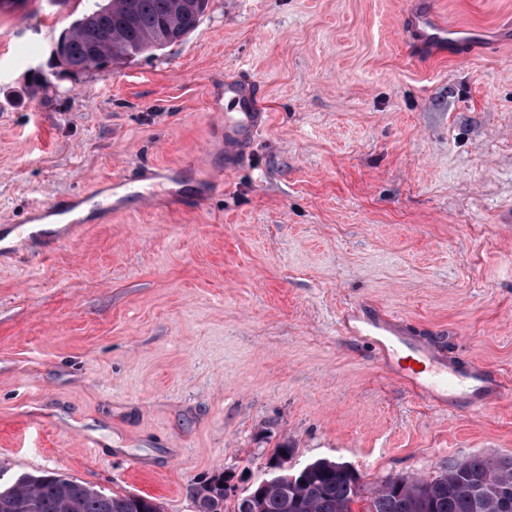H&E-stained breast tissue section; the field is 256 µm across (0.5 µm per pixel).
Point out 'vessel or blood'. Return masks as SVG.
I'll use <instances>...</instances> for the list:
<instances>
[{
	"mask_svg": "<svg viewBox=\"0 0 512 512\" xmlns=\"http://www.w3.org/2000/svg\"><path fill=\"white\" fill-rule=\"evenodd\" d=\"M406 26L409 38L423 55L442 46L452 56L494 48L492 42L477 36L452 35L429 7L411 8ZM224 94L236 107L224 122V169L231 172L238 166L241 145L261 127L262 115L251 83L226 84ZM339 322L346 333L371 342L382 369L435 403L444 405L462 396L473 411L479 412L505 394L496 374L483 367L446 360L429 342L413 337L405 324L393 316L379 311L368 315L361 306L354 305L343 310Z\"/></svg>",
	"mask_w": 512,
	"mask_h": 512,
	"instance_id": "obj_1",
	"label": "vessel or blood"
}]
</instances>
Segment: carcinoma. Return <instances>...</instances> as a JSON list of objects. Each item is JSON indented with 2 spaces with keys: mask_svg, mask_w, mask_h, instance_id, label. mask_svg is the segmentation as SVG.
<instances>
[{
  "mask_svg": "<svg viewBox=\"0 0 512 512\" xmlns=\"http://www.w3.org/2000/svg\"><path fill=\"white\" fill-rule=\"evenodd\" d=\"M209 0H198V8L185 9L182 0H105L89 15L106 14L112 41L99 39L96 28L75 22L55 42V65L72 71L153 54L182 42L198 26ZM512 488V457L474 454L448 464L431 478L396 475L387 478L360 512H501L488 490ZM209 512H237L227 508L224 476L203 484ZM259 512H353L361 500L358 477L341 463L316 459L308 463L299 481L285 480L253 487ZM36 512H161L152 497L137 494H107L56 473H9L0 465V512H26L29 503Z\"/></svg>",
  "mask_w": 512,
  "mask_h": 512,
  "instance_id": "carcinoma-1",
  "label": "carcinoma"
}]
</instances>
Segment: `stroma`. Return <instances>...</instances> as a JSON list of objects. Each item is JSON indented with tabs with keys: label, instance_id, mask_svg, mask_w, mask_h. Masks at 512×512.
Listing matches in <instances>:
<instances>
[{
	"label": "stroma",
	"instance_id": "35a3bbf8",
	"mask_svg": "<svg viewBox=\"0 0 512 512\" xmlns=\"http://www.w3.org/2000/svg\"><path fill=\"white\" fill-rule=\"evenodd\" d=\"M97 2L0 7V463L197 512L283 443L365 497L512 456V0H435L495 42L466 59L415 56L414 0H209L181 44L51 75ZM241 78L265 123L228 173L213 100ZM75 197L84 225L36 256L15 226ZM356 304L507 397L417 396L340 330ZM205 493L203 500L206 501L208 512H229L227 501L230 498L224 496V476L219 475L211 478L203 485Z\"/></svg>",
	"mask_w": 512,
	"mask_h": 512
}]
</instances>
